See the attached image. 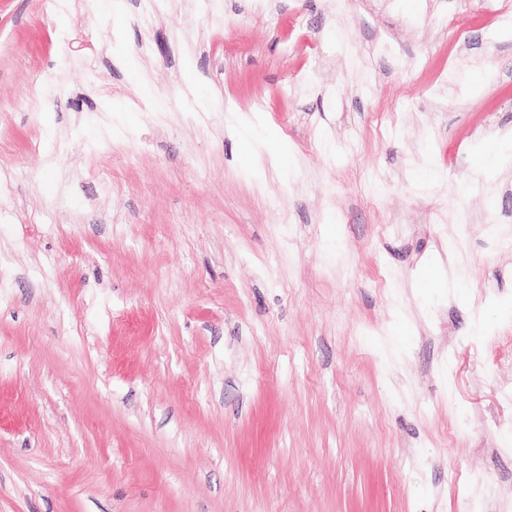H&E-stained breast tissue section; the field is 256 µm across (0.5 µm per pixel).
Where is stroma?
Wrapping results in <instances>:
<instances>
[{"instance_id":"1","label":"stroma","mask_w":512,"mask_h":512,"mask_svg":"<svg viewBox=\"0 0 512 512\" xmlns=\"http://www.w3.org/2000/svg\"><path fill=\"white\" fill-rule=\"evenodd\" d=\"M96 2L0 0V512H512V0Z\"/></svg>"}]
</instances>
